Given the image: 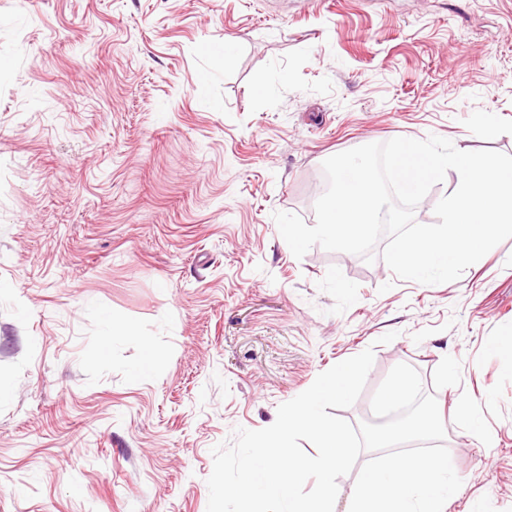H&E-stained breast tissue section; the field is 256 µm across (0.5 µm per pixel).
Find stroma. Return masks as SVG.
I'll use <instances>...</instances> for the list:
<instances>
[{
	"mask_svg": "<svg viewBox=\"0 0 512 512\" xmlns=\"http://www.w3.org/2000/svg\"><path fill=\"white\" fill-rule=\"evenodd\" d=\"M432 134L512 155V0H0V512H207L213 447L369 347L338 417L412 366L447 512H512V238L422 285L273 219Z\"/></svg>",
	"mask_w": 512,
	"mask_h": 512,
	"instance_id": "stroma-1",
	"label": "stroma"
}]
</instances>
